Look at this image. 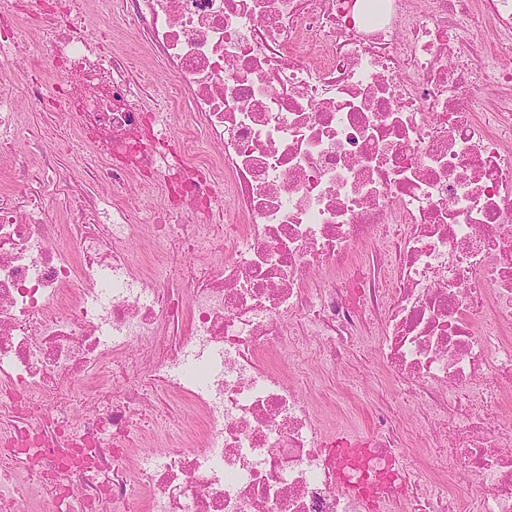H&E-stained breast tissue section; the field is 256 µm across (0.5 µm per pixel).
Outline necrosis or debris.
Returning <instances> with one entry per match:
<instances>
[{
	"instance_id": "necrosis-or-debris-1",
	"label": "necrosis or debris",
	"mask_w": 512,
	"mask_h": 512,
	"mask_svg": "<svg viewBox=\"0 0 512 512\" xmlns=\"http://www.w3.org/2000/svg\"><path fill=\"white\" fill-rule=\"evenodd\" d=\"M118 2L208 149L169 143L144 74L87 40L90 0H41L49 84L15 58L20 12L0 26V512H365L284 373L363 351L396 386L371 471L430 460L379 512H512V0ZM16 93L84 138L72 174L17 152ZM85 176L105 197L53 223L46 187ZM134 181L165 193L146 224Z\"/></svg>"
}]
</instances>
